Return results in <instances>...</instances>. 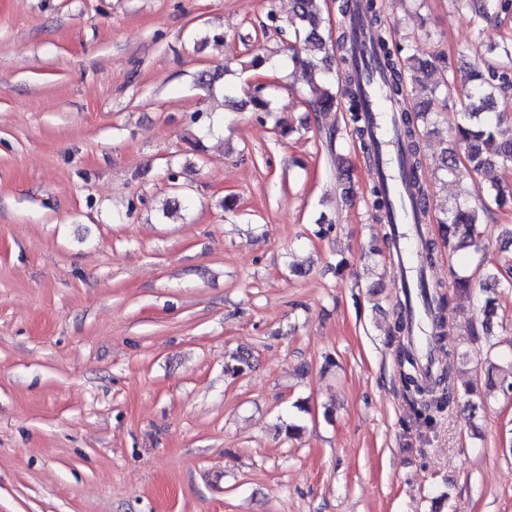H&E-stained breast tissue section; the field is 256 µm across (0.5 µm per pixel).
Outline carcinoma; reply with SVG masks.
<instances>
[{"instance_id": "carcinoma-1", "label": "carcinoma", "mask_w": 512, "mask_h": 512, "mask_svg": "<svg viewBox=\"0 0 512 512\" xmlns=\"http://www.w3.org/2000/svg\"><path fill=\"white\" fill-rule=\"evenodd\" d=\"M462 4H473L474 16L485 19L491 14L512 11V0H460ZM324 0H293L294 17L287 27L296 43H304L310 49L326 50L323 37ZM338 11L344 21L356 11L367 18L372 32L373 51L358 64L351 54L348 25L341 32L332 48L330 58H338V69L332 64L318 74L304 73V80L313 97L315 111H336L337 96H342L347 108L345 128L363 142L369 159L374 166H380V141L376 138L373 125L369 124L370 103L374 102L376 91L389 102L390 116L387 138L396 147L397 162L402 173L404 192L407 198L416 202L428 196L423 179L419 124L426 123L433 112L432 103L437 97L439 85H428L425 75L434 63L409 55L402 57L404 48L393 45L379 20L377 0H338ZM512 89V51L504 50V56L483 69L471 68L464 88V111L455 129L454 146L445 159L446 171L452 175L464 168L468 173H479L487 168L501 165L512 166V138L499 136L498 126L505 111L497 109L496 94ZM260 86L248 93L245 103L257 114L269 112V101ZM411 95L415 100L413 111L399 106L400 99ZM512 199V194L499 184H493L486 192L480 205L473 206L468 201H458L448 207V212L437 219L442 226V237L448 241V251H467L478 254L484 248L480 214L490 210L491 205L502 206ZM395 200L390 192L386 175L376 179L372 189L371 210L375 221L383 220L395 224ZM508 277L501 278L494 272L480 274L481 326L490 331L498 317L500 297L504 291L512 289V259L508 263ZM413 288L417 302L428 307L431 314L428 340L440 344L441 333L450 308L451 298L429 284L424 277L400 286L401 295L391 332L399 335L397 357L401 365L417 367L413 350L405 342L410 318L406 311L407 288ZM448 364L433 376L414 378L402 375L407 397L413 409L420 415L433 411L440 412L466 395H475L474 388L461 391L457 387L455 362L456 352H448ZM502 357L499 343H489L487 367L485 368V391L512 396V363L508 369H501L495 360Z\"/></svg>"}]
</instances>
